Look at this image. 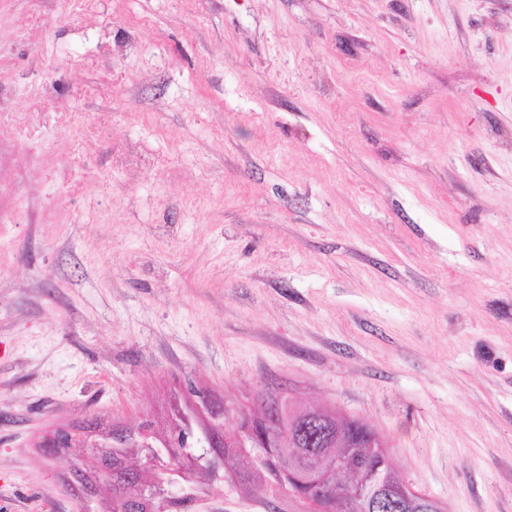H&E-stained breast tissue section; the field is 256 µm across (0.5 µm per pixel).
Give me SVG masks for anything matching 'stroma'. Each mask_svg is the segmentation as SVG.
<instances>
[{
	"label": "stroma",
	"mask_w": 512,
	"mask_h": 512,
	"mask_svg": "<svg viewBox=\"0 0 512 512\" xmlns=\"http://www.w3.org/2000/svg\"><path fill=\"white\" fill-rule=\"evenodd\" d=\"M0 0V512H79L55 429L189 387L356 418L512 512V0ZM190 512H305L241 482ZM40 105L37 97L31 99L28 108L24 112L0 113V127L9 125L13 127H28L33 124V119L38 114Z\"/></svg>",
	"instance_id": "35a3bbf8"
}]
</instances>
